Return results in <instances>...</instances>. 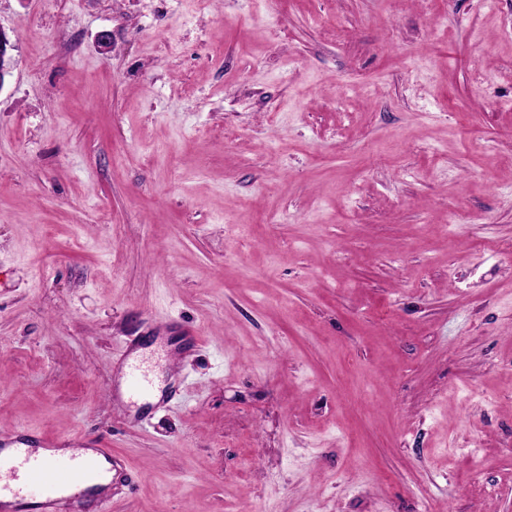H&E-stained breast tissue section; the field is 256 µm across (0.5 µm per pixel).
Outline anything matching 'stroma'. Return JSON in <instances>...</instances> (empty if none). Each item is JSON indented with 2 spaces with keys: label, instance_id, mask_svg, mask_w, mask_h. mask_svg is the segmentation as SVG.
<instances>
[{
  "label": "stroma",
  "instance_id": "obj_1",
  "mask_svg": "<svg viewBox=\"0 0 512 512\" xmlns=\"http://www.w3.org/2000/svg\"><path fill=\"white\" fill-rule=\"evenodd\" d=\"M0 28V436L108 439L116 512H512V0ZM135 337L176 402L145 427ZM135 347L134 340H122L116 345L115 354H119L125 361V388L131 398L149 400L155 397L152 383L146 367L141 361H135L131 352Z\"/></svg>",
  "mask_w": 512,
  "mask_h": 512
}]
</instances>
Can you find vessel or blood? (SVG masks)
<instances>
[{"mask_svg":"<svg viewBox=\"0 0 512 512\" xmlns=\"http://www.w3.org/2000/svg\"><path fill=\"white\" fill-rule=\"evenodd\" d=\"M134 341L117 344L125 361V388L131 398L149 400L154 389L146 367L132 358ZM127 459L106 441L79 434L30 444L16 430L0 439V512H111L105 475L120 478Z\"/></svg>","mask_w":512,"mask_h":512,"instance_id":"b4317fda","label":"vessel or blood"}]
</instances>
